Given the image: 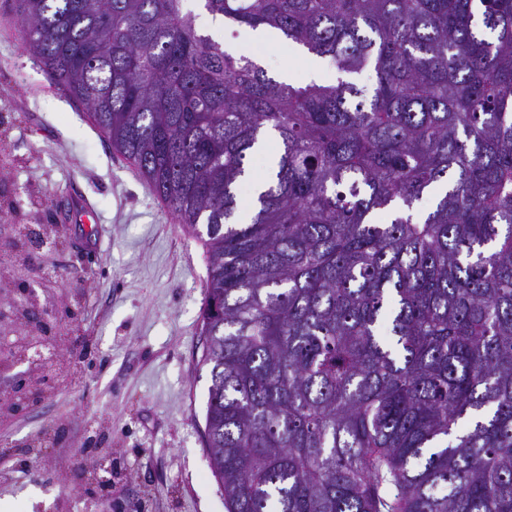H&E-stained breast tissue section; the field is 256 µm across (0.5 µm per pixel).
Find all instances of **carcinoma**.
I'll use <instances>...</instances> for the list:
<instances>
[{
  "label": "carcinoma",
  "instance_id": "obj_1",
  "mask_svg": "<svg viewBox=\"0 0 512 512\" xmlns=\"http://www.w3.org/2000/svg\"><path fill=\"white\" fill-rule=\"evenodd\" d=\"M188 2L15 7L24 49L205 228L227 512H512V0H201L329 60L325 84L224 50Z\"/></svg>",
  "mask_w": 512,
  "mask_h": 512
}]
</instances>
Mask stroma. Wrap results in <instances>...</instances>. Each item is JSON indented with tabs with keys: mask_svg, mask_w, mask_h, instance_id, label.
<instances>
[{
	"mask_svg": "<svg viewBox=\"0 0 512 512\" xmlns=\"http://www.w3.org/2000/svg\"><path fill=\"white\" fill-rule=\"evenodd\" d=\"M22 26L14 0H0V245L17 224L59 245L0 268V303L35 274L55 312L52 359L36 366L17 345L35 327L21 315L0 324L16 347L0 356V394L42 393L0 414V499L12 512H226L204 445L206 250L34 63ZM251 50L275 77L300 78L309 62L284 40ZM85 200L92 218L61 220Z\"/></svg>",
	"mask_w": 512,
	"mask_h": 512,
	"instance_id": "obj_1",
	"label": "stroma"
}]
</instances>
